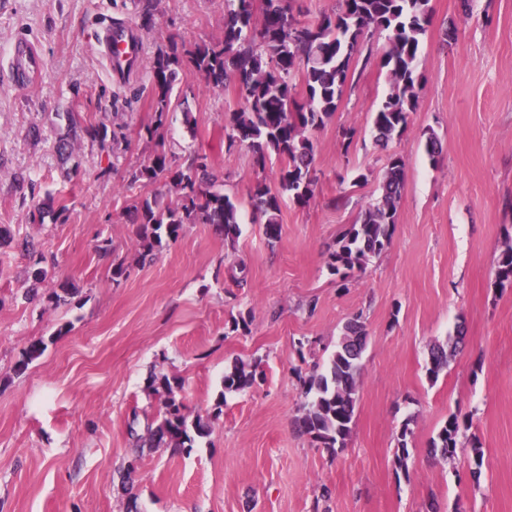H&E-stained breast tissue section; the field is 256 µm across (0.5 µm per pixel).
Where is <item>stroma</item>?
<instances>
[{
  "mask_svg": "<svg viewBox=\"0 0 512 512\" xmlns=\"http://www.w3.org/2000/svg\"><path fill=\"white\" fill-rule=\"evenodd\" d=\"M146 0H0V56L16 38L35 41L44 68L25 90L0 81V512H313L329 487L330 512H512V287L499 286L496 260L512 236V0H430L419 105L407 131L387 147L373 138L372 114L390 91L375 34L358 58L333 119L315 132L318 184L307 204L285 201L277 239L249 204L256 181L279 187L281 163L253 164L227 149L224 115L237 107L233 85L209 90L191 76L187 113L170 115L166 148L197 153L224 174V193L241 210V233L225 243L207 224L185 225L176 241L146 259L132 251L138 227L123 213L133 199L166 194L164 180L128 186L127 170L154 144L147 62L157 48L216 37L224 0H161L143 28ZM128 25L142 62L109 79L95 51L100 19ZM456 38H448V27ZM81 124L127 125L113 155L81 138L67 174L54 151ZM39 136H32V126ZM354 128L351 145L342 131ZM436 135L441 161L426 142ZM402 157L404 188L392 242L341 283L327 258L361 209L375 200L389 154ZM24 176L19 187L16 176ZM43 203V222L33 205ZM68 206L66 222L52 214ZM34 238L45 262L41 297L30 302L33 266L18 247ZM126 278L112 280L113 258ZM246 277L237 280V263ZM53 292L64 301H50ZM361 316L367 345L350 436L336 454L314 447L295 418L305 399L300 375L325 365L344 324ZM245 317L246 330L230 326ZM462 326L464 342L437 381L426 368L431 343ZM44 354L23 373L25 348ZM258 362L261 380L224 394L235 360ZM182 384L189 414L223 412L191 453L144 450L127 486L130 428L144 429L159 402L152 376ZM471 414L463 443L483 450L479 483L467 462L432 459L430 441L449 413ZM410 423L408 473L394 464L396 437Z\"/></svg>",
  "mask_w": 512,
  "mask_h": 512,
  "instance_id": "35a3bbf8",
  "label": "stroma"
}]
</instances>
